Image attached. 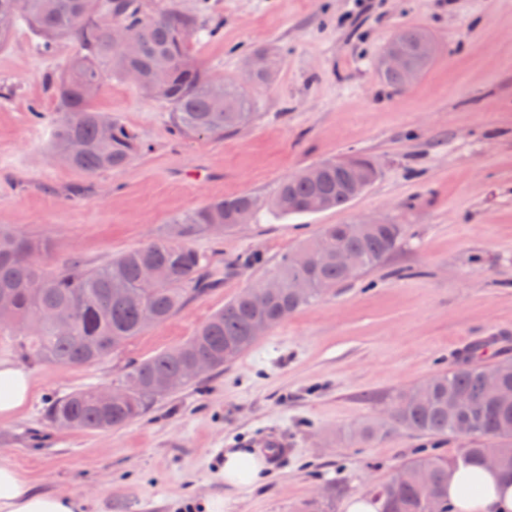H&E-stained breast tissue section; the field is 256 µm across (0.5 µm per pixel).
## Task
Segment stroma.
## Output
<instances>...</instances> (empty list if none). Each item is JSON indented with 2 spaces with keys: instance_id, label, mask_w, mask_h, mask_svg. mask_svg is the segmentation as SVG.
<instances>
[{
  "instance_id": "stroma-1",
  "label": "stroma",
  "mask_w": 512,
  "mask_h": 512,
  "mask_svg": "<svg viewBox=\"0 0 512 512\" xmlns=\"http://www.w3.org/2000/svg\"><path fill=\"white\" fill-rule=\"evenodd\" d=\"M222 18L192 43L218 80L243 81L254 54L270 82L249 86L250 123L221 138L176 135L167 108L107 75L94 100L133 129L140 151L122 169L86 175L49 150L57 104L47 79L78 52L74 39L37 52L18 28L0 48V226L48 242L42 262L97 267L162 239L173 221L245 193L271 197L318 161L361 154L380 176L343 210L273 216L191 240L216 282L167 322L82 368L49 364L0 328V360L32 382L27 406L0 421V462L36 488L69 494L83 512H335L370 496L420 453L459 457L469 436L437 438L388 421L398 393L442 372L473 338L512 333V0H141ZM435 45L396 90L382 76L402 28ZM383 220L407 233L393 255L291 313L239 359L104 433L57 428L46 408L78 389L121 382L186 341L224 303L264 282L326 224ZM365 426L375 436H361ZM268 439L285 453L268 479L225 485L224 452Z\"/></svg>"
}]
</instances>
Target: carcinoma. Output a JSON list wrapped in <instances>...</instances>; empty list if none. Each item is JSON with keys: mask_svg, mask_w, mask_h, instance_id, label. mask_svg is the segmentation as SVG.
<instances>
[{"mask_svg": "<svg viewBox=\"0 0 512 512\" xmlns=\"http://www.w3.org/2000/svg\"><path fill=\"white\" fill-rule=\"evenodd\" d=\"M0 47L15 29L33 31L41 53H48L62 37L80 46L49 88L58 104L51 151L66 166L87 175L125 167L139 149L135 135L110 114L93 109L105 67L125 78L134 73L151 90L150 97L165 104L175 132L183 136L221 137L248 124L254 102L243 84L217 81L198 65L191 42L198 32L213 35L220 26L200 24L196 15L170 5L155 16H144L140 0H0ZM427 36L417 28L402 32V44L412 61L425 68L422 53ZM322 175L309 181L299 172L281 181L269 200L253 194L220 199L174 220V235L126 251L98 267L65 261L55 267L36 256L47 245L0 228V295L11 305L0 309V325L15 324L22 332L20 347L52 364L86 367L122 349L148 328L180 311L189 298L214 287L207 262L189 240L215 225L229 229L248 222L262 209L277 216L304 212L312 197L328 209H343L351 202L346 187L348 169L336 158L318 162ZM405 233L402 224H368L349 234L341 224H326L301 251L313 264L301 267L290 257L274 271L280 288L262 310L256 309L248 288L215 312L183 344L136 365L125 381L138 387L104 406L94 391L81 390L51 400L47 413L52 423L66 421L73 428L105 432L142 416L158 400L198 380L195 364L213 372L233 363L260 338L257 325L273 328L279 316L332 291L355 273L376 266L395 250ZM351 264L336 262V254ZM147 266L161 271L152 288L140 285ZM309 279L314 288L296 296L290 288L296 277ZM73 311L70 328H57L51 314L58 308ZM495 371L512 387V361L485 366L466 355L445 373L405 391L389 410L391 422L437 436L470 435L480 439L454 459L420 456L404 467L408 482L392 478L374 493L381 512H451L448 507V471L460 463H482L487 455L498 459V470L512 477V403L491 395L487 373Z\"/></svg>", "mask_w": 512, "mask_h": 512, "instance_id": "1", "label": "carcinoma"}]
</instances>
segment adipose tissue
<instances>
[{
	"mask_svg": "<svg viewBox=\"0 0 512 512\" xmlns=\"http://www.w3.org/2000/svg\"><path fill=\"white\" fill-rule=\"evenodd\" d=\"M31 390L28 373L0 361V420L6 421L26 405ZM224 482L255 485L265 478V465L254 451L225 452ZM448 498L455 512H512V477L476 464L461 465L448 474ZM74 497L45 492L28 484L15 468L0 463V512H77Z\"/></svg>",
	"mask_w": 512,
	"mask_h": 512,
	"instance_id": "ef3b65f1",
	"label": "adipose tissue"
}]
</instances>
